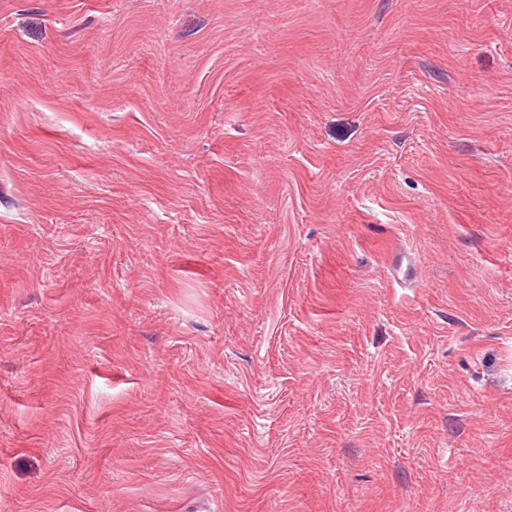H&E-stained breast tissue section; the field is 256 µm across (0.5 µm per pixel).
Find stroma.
<instances>
[{
    "instance_id": "stroma-1",
    "label": "stroma",
    "mask_w": 512,
    "mask_h": 512,
    "mask_svg": "<svg viewBox=\"0 0 512 512\" xmlns=\"http://www.w3.org/2000/svg\"><path fill=\"white\" fill-rule=\"evenodd\" d=\"M0 512H512V0H0Z\"/></svg>"
}]
</instances>
